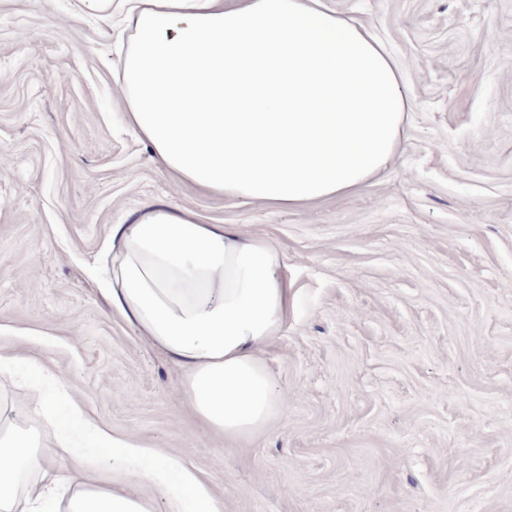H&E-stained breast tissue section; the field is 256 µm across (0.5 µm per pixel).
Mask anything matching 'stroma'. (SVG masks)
Wrapping results in <instances>:
<instances>
[{"instance_id":"obj_1","label":"stroma","mask_w":512,"mask_h":512,"mask_svg":"<svg viewBox=\"0 0 512 512\" xmlns=\"http://www.w3.org/2000/svg\"><path fill=\"white\" fill-rule=\"evenodd\" d=\"M370 26L408 100L392 165L297 210L158 171L123 122L128 34L78 0H0V355L60 370L102 426L179 459L223 512H512V0H326ZM162 201L288 253L295 314L263 351L284 414L245 445L102 290L113 225ZM17 421L30 391L0 376ZM74 485L151 486L101 463Z\"/></svg>"}]
</instances>
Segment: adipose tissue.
Instances as JSON below:
<instances>
[{
  "label": "adipose tissue",
  "instance_id": "obj_1",
  "mask_svg": "<svg viewBox=\"0 0 512 512\" xmlns=\"http://www.w3.org/2000/svg\"><path fill=\"white\" fill-rule=\"evenodd\" d=\"M121 87L128 128L160 170L229 198L299 208L343 197L384 170L407 101L396 63L361 21L323 0H131ZM113 310L182 370L180 394L226 441L249 443L281 419L262 355L294 312L286 252L232 224L149 204L112 227ZM36 406L69 408L56 422L62 472L20 484L41 432L0 402V512H53L88 448L173 497L176 512H220L178 459L89 420L62 377L28 361ZM68 512H149L140 494L84 486Z\"/></svg>",
  "mask_w": 512,
  "mask_h": 512
}]
</instances>
